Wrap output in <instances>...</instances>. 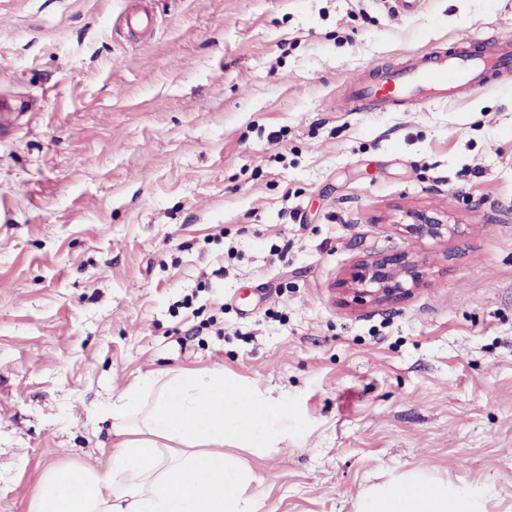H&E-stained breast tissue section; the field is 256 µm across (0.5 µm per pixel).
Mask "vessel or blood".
I'll return each mask as SVG.
<instances>
[{"instance_id": "vessel-or-blood-1", "label": "vessel or blood", "mask_w": 512, "mask_h": 512, "mask_svg": "<svg viewBox=\"0 0 512 512\" xmlns=\"http://www.w3.org/2000/svg\"><path fill=\"white\" fill-rule=\"evenodd\" d=\"M512 72V39L489 52L459 45L442 58L421 57L411 65L370 79H350L347 99L379 111L405 110L421 100L445 99L480 91L495 78Z\"/></svg>"}]
</instances>
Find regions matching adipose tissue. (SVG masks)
Returning <instances> with one entry per match:
<instances>
[{
	"instance_id": "obj_1",
	"label": "adipose tissue",
	"mask_w": 512,
	"mask_h": 512,
	"mask_svg": "<svg viewBox=\"0 0 512 512\" xmlns=\"http://www.w3.org/2000/svg\"><path fill=\"white\" fill-rule=\"evenodd\" d=\"M283 410L220 370L141 379L112 405V428L122 440L105 473L49 472L31 512H258L247 493L252 473L224 447L255 442L244 412ZM401 489L394 483L369 491L357 512H485L481 495L467 489L430 481L417 495Z\"/></svg>"
}]
</instances>
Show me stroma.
Returning <instances> with one entry per match:
<instances>
[{"label":"stroma","instance_id":"1","mask_svg":"<svg viewBox=\"0 0 512 512\" xmlns=\"http://www.w3.org/2000/svg\"><path fill=\"white\" fill-rule=\"evenodd\" d=\"M142 2L146 35L123 15ZM512 36V0H0V512L104 469L139 378L218 369L285 413L225 446L258 512L415 472L512 512V73L344 112L346 82ZM459 231L417 239L410 212ZM422 278L371 306L354 265ZM408 279L412 285L419 280L418 263L406 251L376 256L359 263L352 274L354 299L383 305L407 295Z\"/></svg>","mask_w":512,"mask_h":512}]
</instances>
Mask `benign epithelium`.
<instances>
[{
  "label": "benign epithelium",
  "mask_w": 512,
  "mask_h": 512,
  "mask_svg": "<svg viewBox=\"0 0 512 512\" xmlns=\"http://www.w3.org/2000/svg\"><path fill=\"white\" fill-rule=\"evenodd\" d=\"M411 217L414 223L409 229L419 238L448 240L457 232L456 225L445 224L426 212H415ZM418 280V263L410 253L401 251L376 256L359 263L352 274L354 299L361 301L368 297L370 302L383 305L407 295L410 289L406 284L415 285Z\"/></svg>",
  "instance_id": "obj_1"
}]
</instances>
